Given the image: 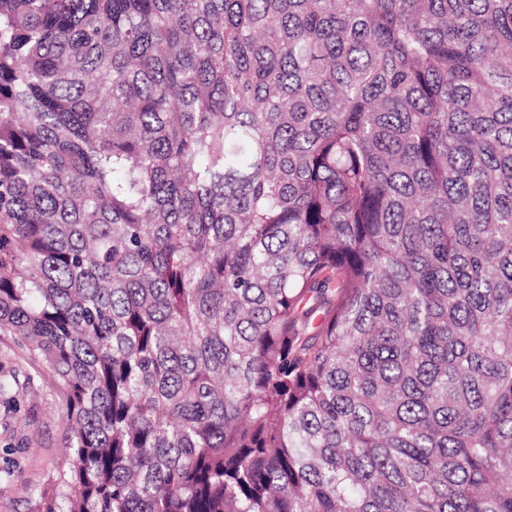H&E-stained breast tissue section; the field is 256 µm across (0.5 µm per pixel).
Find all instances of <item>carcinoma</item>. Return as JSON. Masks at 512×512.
I'll list each match as a JSON object with an SVG mask.
<instances>
[{"label":"carcinoma","instance_id":"cac0c4a2","mask_svg":"<svg viewBox=\"0 0 512 512\" xmlns=\"http://www.w3.org/2000/svg\"><path fill=\"white\" fill-rule=\"evenodd\" d=\"M31 512H512V0H0Z\"/></svg>","mask_w":512,"mask_h":512}]
</instances>
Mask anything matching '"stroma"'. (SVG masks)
Wrapping results in <instances>:
<instances>
[{
	"mask_svg": "<svg viewBox=\"0 0 512 512\" xmlns=\"http://www.w3.org/2000/svg\"><path fill=\"white\" fill-rule=\"evenodd\" d=\"M62 405L52 374L0 336V512H29L34 490L59 462Z\"/></svg>",
	"mask_w": 512,
	"mask_h": 512,
	"instance_id": "obj_1",
	"label": "stroma"
}]
</instances>
